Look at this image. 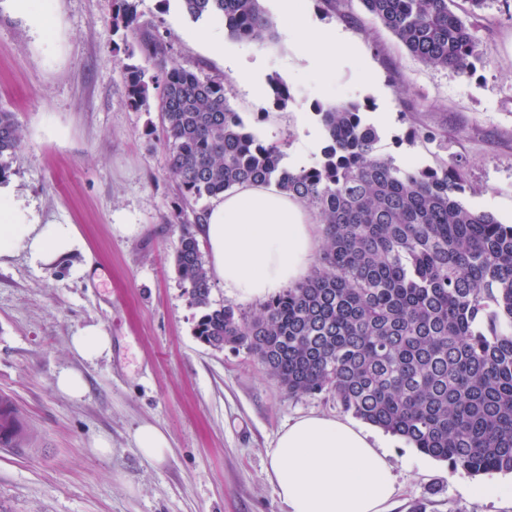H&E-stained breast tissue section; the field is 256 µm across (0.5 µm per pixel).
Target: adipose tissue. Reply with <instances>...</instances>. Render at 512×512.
Here are the masks:
<instances>
[{
  "label": "adipose tissue",
  "mask_w": 512,
  "mask_h": 512,
  "mask_svg": "<svg viewBox=\"0 0 512 512\" xmlns=\"http://www.w3.org/2000/svg\"><path fill=\"white\" fill-rule=\"evenodd\" d=\"M320 225L271 185L244 184L209 209L201 234L211 273L241 300L278 294L308 272ZM83 246L71 224H37L0 198V259L25 251L37 265L64 264ZM268 476L290 512H386L395 479L364 428L318 413L288 422L268 450Z\"/></svg>",
  "instance_id": "adipose-tissue-1"
}]
</instances>
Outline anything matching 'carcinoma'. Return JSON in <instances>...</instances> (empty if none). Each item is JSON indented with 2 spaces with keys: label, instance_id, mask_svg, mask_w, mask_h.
<instances>
[{
  "label": "carcinoma",
  "instance_id": "carcinoma-1",
  "mask_svg": "<svg viewBox=\"0 0 512 512\" xmlns=\"http://www.w3.org/2000/svg\"><path fill=\"white\" fill-rule=\"evenodd\" d=\"M423 63L472 71L473 24L448 0H361ZM194 21L216 18L238 41L272 42L260 0H181ZM139 0H113L112 28L137 39L144 62L125 66V105L149 112L158 97L167 171L181 225L174 264L201 310L200 342L245 347L291 397L327 394L343 411L420 454L471 475L512 473V225L469 208L462 173L401 169L376 153L377 129L357 102L316 104L327 139L316 165H283V144L247 132L221 78L166 68L163 43ZM160 68L148 75L145 64ZM274 105L293 102L280 78ZM14 113L0 106V179L20 148ZM275 183L324 225L313 273L247 319L212 305L210 276L190 229L205 202L244 184Z\"/></svg>",
  "mask_w": 512,
  "mask_h": 512
}]
</instances>
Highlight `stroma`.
Listing matches in <instances>:
<instances>
[{
	"label": "stroma",
	"instance_id": "stroma-1",
	"mask_svg": "<svg viewBox=\"0 0 512 512\" xmlns=\"http://www.w3.org/2000/svg\"><path fill=\"white\" fill-rule=\"evenodd\" d=\"M296 35L272 44L225 39L216 21H193L180 0H140L143 21L167 46V65L211 77L249 74L230 101L248 129L285 141V163L315 165L325 145L315 104L369 102L379 156L401 167L452 165L464 202L512 225V0H451L475 25L479 59L467 75L426 65L369 17L361 0H301ZM338 29L346 50L322 41ZM112 32V0H36L31 13L0 0V105L22 145L0 183L35 223L72 224L85 242L61 267L25 252L0 263V391L28 427L25 447L0 449V512H288L268 478L267 450L288 420L342 410L328 395L288 397L247 348L214 350L174 270L181 227L169 223L176 185L165 168L157 113L123 104L125 50ZM298 90L274 120L270 76ZM134 225L131 233L119 232ZM95 323L112 354L89 362L70 339ZM79 371L81 399L54 387ZM169 439L146 459L141 424ZM395 477L388 512H512V474L471 475L418 453L380 428ZM107 441L109 452L95 450ZM133 440L136 448L144 456L157 462L165 458L169 448L166 434L151 424L140 425L134 432Z\"/></svg>",
	"mask_w": 512,
	"mask_h": 512
}]
</instances>
